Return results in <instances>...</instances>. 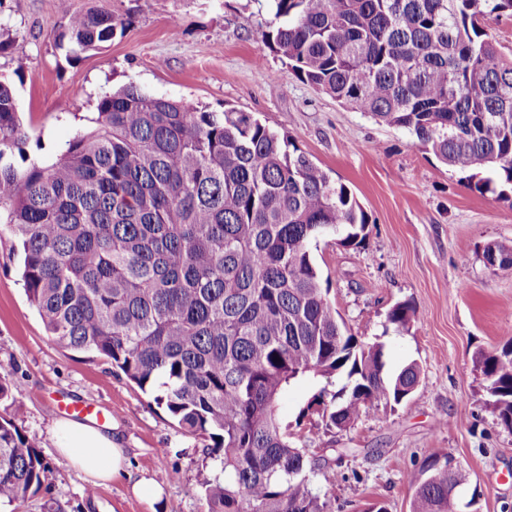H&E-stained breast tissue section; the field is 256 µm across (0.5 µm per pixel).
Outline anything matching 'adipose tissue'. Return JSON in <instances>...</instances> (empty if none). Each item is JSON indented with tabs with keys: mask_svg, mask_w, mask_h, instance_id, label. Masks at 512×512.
I'll use <instances>...</instances> for the list:
<instances>
[{
	"mask_svg": "<svg viewBox=\"0 0 512 512\" xmlns=\"http://www.w3.org/2000/svg\"><path fill=\"white\" fill-rule=\"evenodd\" d=\"M53 436L61 460L90 484L108 481L127 467L123 438L112 428L65 418L54 423Z\"/></svg>",
	"mask_w": 512,
	"mask_h": 512,
	"instance_id": "1",
	"label": "adipose tissue"
}]
</instances>
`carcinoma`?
<instances>
[{
    "label": "carcinoma",
    "mask_w": 512,
    "mask_h": 512,
    "mask_svg": "<svg viewBox=\"0 0 512 512\" xmlns=\"http://www.w3.org/2000/svg\"><path fill=\"white\" fill-rule=\"evenodd\" d=\"M262 40L295 76L377 123L406 130L479 191L512 188V60L487 33L512 0H259ZM122 20L103 6L68 16L75 58L112 40ZM96 127L57 160H28L13 87L0 81V225L22 247L24 290L63 349L101 358L183 433L223 476L203 483L205 512H331L309 478L337 474L309 460L282 427L292 384L320 387L302 410L343 430L374 404L408 401L411 362L385 369L384 345L348 331L323 287L312 243L349 247L368 217L286 137L248 112H209L145 94L102 96ZM484 259L512 269V245ZM398 302L387 322L409 329ZM478 365L498 424L512 430V340ZM450 455L427 458L411 512H452L464 483ZM54 464L0 417V502L45 487Z\"/></svg>",
    "instance_id": "cac0c4a2"
}]
</instances>
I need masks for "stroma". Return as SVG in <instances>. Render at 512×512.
Returning a JSON list of instances; mask_svg holds the SVG:
<instances>
[{"instance_id": "35a3bbf8", "label": "stroma", "mask_w": 512, "mask_h": 512, "mask_svg": "<svg viewBox=\"0 0 512 512\" xmlns=\"http://www.w3.org/2000/svg\"><path fill=\"white\" fill-rule=\"evenodd\" d=\"M94 0H0V31L17 36L23 55L0 53V80L16 90L30 133L31 156L52 163L73 137L90 129L100 97L133 83L156 97L220 112L252 113L288 137L350 189L368 216L364 242L320 241L313 252L330 298L352 333L385 345L386 368L409 362L420 382L404 404L378 403L345 430L320 417L299 418L315 388L291 386L277 405L299 447L325 458L338 478L315 492L332 512H410L413 481L424 460L449 454L466 476L462 499L479 492L478 512H512V432L498 425L478 353L512 337V270L489 267L490 243L512 244V197L481 193L407 131L377 124L299 81L263 42L257 0H111L125 27L112 41L68 57L59 35L71 13ZM416 305L409 330H387L396 303ZM0 378L20 384L0 404L47 458L59 402L93 407L117 424L132 473L165 489L161 501L136 498L120 476L88 493L78 472L60 466L47 489L0 512H203L200 484L214 471L169 415L99 358L65 350L30 306L14 239L0 233ZM345 456H338V449Z\"/></svg>"}]
</instances>
